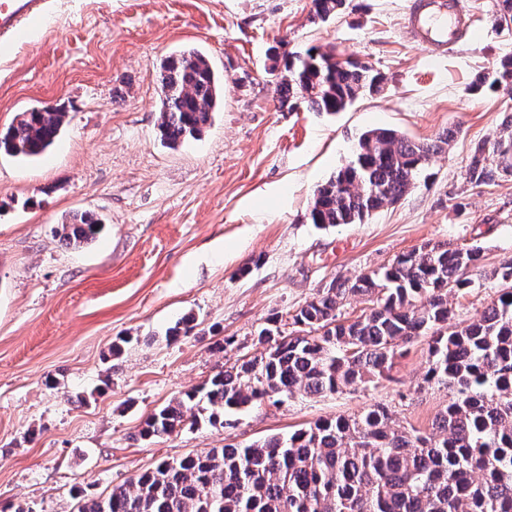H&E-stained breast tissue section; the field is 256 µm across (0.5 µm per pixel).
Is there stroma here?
<instances>
[{"mask_svg": "<svg viewBox=\"0 0 512 512\" xmlns=\"http://www.w3.org/2000/svg\"><path fill=\"white\" fill-rule=\"evenodd\" d=\"M413 0H352L328 22L311 0H48L46 20L0 42V132L18 112L64 106L67 121L36 159L0 155V512H77L78 491L109 494L160 460L245 446L323 418L384 406L395 427L431 432L450 398L423 382L428 339L390 379L335 394H294L144 439V419L222 367L260 356L263 328L293 316L338 277L387 265L430 242L478 244L485 275L450 294L454 320L497 295L489 271L512 257V177L474 187L472 148L493 140L512 88L467 90L512 55L495 0H464L475 36L430 55L405 30ZM321 47L381 73L378 93L328 116L280 111L268 50ZM194 47L224 80L201 139L171 149L158 131L159 65ZM456 136L396 204L361 224L319 228L317 187L360 134ZM94 212L98 238L57 231ZM195 317L186 336L169 327ZM129 337L113 354L117 337Z\"/></svg>", "mask_w": 512, "mask_h": 512, "instance_id": "obj_1", "label": "stroma"}]
</instances>
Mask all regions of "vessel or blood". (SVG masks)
<instances>
[{
	"label": "vessel or blood",
	"instance_id": "obj_1",
	"mask_svg": "<svg viewBox=\"0 0 512 512\" xmlns=\"http://www.w3.org/2000/svg\"><path fill=\"white\" fill-rule=\"evenodd\" d=\"M47 8V0H0V39H24L45 17ZM472 24L459 0H419L407 28L414 41L436 52L466 36Z\"/></svg>",
	"mask_w": 512,
	"mask_h": 512
}]
</instances>
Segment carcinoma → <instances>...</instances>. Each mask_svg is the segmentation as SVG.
Returning a JSON list of instances; mask_svg holds the SVG:
<instances>
[{
    "label": "carcinoma",
    "instance_id": "1",
    "mask_svg": "<svg viewBox=\"0 0 512 512\" xmlns=\"http://www.w3.org/2000/svg\"><path fill=\"white\" fill-rule=\"evenodd\" d=\"M347 0H312L325 22ZM280 107L304 103L336 114L381 88L380 72L339 62L310 46L274 58ZM158 129L176 148L201 137L223 99L224 82L197 49L170 55L161 66ZM512 87V55L476 75L473 94ZM62 107L35 106L0 134V154L34 158L65 124ZM450 129L415 142L394 129L360 135L349 161L314 194L308 212L321 226L361 224L398 202L427 160L454 138ZM512 176V113L491 143L474 146L466 180L489 186ZM92 214L61 225L65 245L94 240ZM479 245L424 243L388 265L353 279L336 278L294 316L302 332L279 336L266 355L226 366L203 386L148 416L140 436L170 435L208 414L211 423L266 400L317 396L390 378L400 348L430 334L423 382L451 393L433 432L397 429L379 405L357 416L322 419L290 435L246 446L226 445L162 460L106 496H85L79 512H512V291L501 292L483 316L461 326L448 295L469 289L481 269ZM370 303L351 319L340 308Z\"/></svg>",
    "mask_w": 512,
    "mask_h": 512
}]
</instances>
